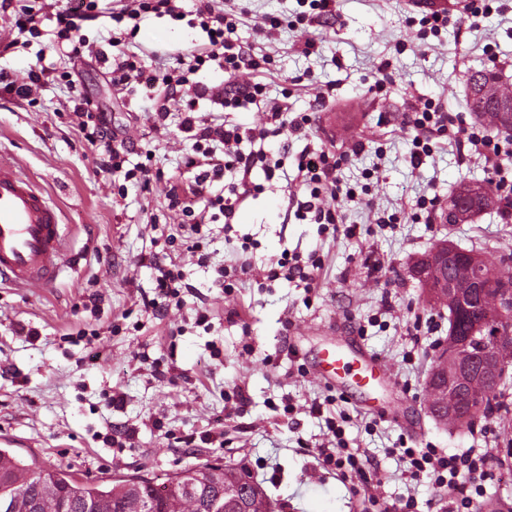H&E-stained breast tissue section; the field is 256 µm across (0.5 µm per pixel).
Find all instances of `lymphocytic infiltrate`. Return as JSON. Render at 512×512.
<instances>
[{
	"label": "lymphocytic infiltrate",
	"instance_id": "lymphocytic-infiltrate-1",
	"mask_svg": "<svg viewBox=\"0 0 512 512\" xmlns=\"http://www.w3.org/2000/svg\"><path fill=\"white\" fill-rule=\"evenodd\" d=\"M100 0H67L66 6L56 14V39L59 51L68 58L82 57L86 41L81 31L85 22L101 17L120 22L124 19L135 20L140 16L154 13L181 17L182 11L177 0H114L112 7L103 8ZM195 14L199 26L207 35L205 43L194 47L183 75L145 71L138 66L133 56L126 52L125 46L135 36L134 31L112 33L108 39L110 47L115 48L109 64V74L113 85H124L136 81L143 86L145 95L155 103L152 118L155 124H165L168 118V106L162 99L160 86L184 85L187 74L222 71L234 76L243 68H252L255 62L251 49L241 41L234 39L236 22L230 12L223 8L222 0H197ZM196 98L210 99L222 109L236 112L247 108L257 101H264L269 123L276 130L290 129L292 134L302 136L306 130L302 121L288 119L286 109L280 102L265 100V86L261 83L246 85L234 91L224 90L223 86H208L197 81L194 84ZM194 107L183 111L181 128L192 142V152L186 159L187 168L196 175L188 187L187 193L171 189L168 196L170 209L184 206L185 195H192L195 202L205 208L218 209L225 218H232L237 203L214 190V185L224 177L225 171L234 169L242 174H251L253 168L263 160L262 150L243 151V143L265 140L266 130H256L239 123L205 125L194 115ZM415 135L409 159L412 167L422 165L425 157L434 151L433 141L446 132L445 116L435 104H427L414 120ZM456 143L461 161L473 156L483 157L490 173L491 182L501 201H512V137L491 134L481 128H458L451 133ZM223 155V162H216V155ZM337 165L325 151L304 154L298 162V172L310 188V198L297 201L299 214L311 215L315 223H335L332 210L323 204L324 196H338L343 188L336 175ZM404 464L403 472L410 479L417 480L423 475L434 478L436 488L448 494L450 512H469L473 498L468 493L469 479L479 477L491 479L494 472L487 453L475 448H466L453 454L435 448H404L400 451Z\"/></svg>",
	"mask_w": 512,
	"mask_h": 512
}]
</instances>
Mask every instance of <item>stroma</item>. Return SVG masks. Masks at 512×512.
Returning <instances> with one entry per match:
<instances>
[{"label": "stroma", "instance_id": "obj_1", "mask_svg": "<svg viewBox=\"0 0 512 512\" xmlns=\"http://www.w3.org/2000/svg\"><path fill=\"white\" fill-rule=\"evenodd\" d=\"M34 2L12 0L0 11V74L42 75L30 97L0 90V163L59 209L67 261L46 288L0 280V436L20 443L23 457L88 480L144 475L160 484L192 464H241L274 512H401L410 497L415 512H448L447 496L428 481L403 477L393 450L472 447L488 451L496 473L475 505L512 504V472L502 464L512 448V384L506 412L473 430L443 427L426 414L425 382L448 334V313L430 308L408 273L444 239L492 256L512 253V219L500 209L468 224L440 220L458 184L488 179L483 160L460 162L444 137L419 168L409 163L412 117L426 102L473 123L468 69L495 67L512 89V0H493L495 12L463 31L454 21L466 0H447L453 24L437 36L421 24L425 9L409 0H336L330 15L308 0H234L238 34L262 59L235 84H265L269 97L287 103L289 118H307V133L268 135L267 159L250 175L258 191L232 222L206 217L197 237L189 226L202 204L188 214L166 200L171 179H189L192 142L180 130L186 87L175 90L159 126L141 85H112L103 63L75 66L58 53L53 21L9 48L17 11ZM139 25L132 50L153 71L176 67L205 39L167 16ZM69 70L76 73L70 82L62 78ZM77 89L104 110L129 164L160 169L149 188L120 186L96 169L101 148L86 141L71 111ZM321 149L335 155L339 176L356 191L334 200L335 226L299 219L288 204L292 194L308 199L298 162ZM423 198L432 207L420 209ZM286 252L321 260L311 291L269 278ZM156 254L182 284L162 314L142 305ZM241 254L249 272L222 288L220 270ZM92 295L100 298L94 310ZM331 336L390 371L375 395L393 407L391 416L371 413L358 391L335 393L314 375ZM112 395L120 405L108 406ZM316 402L322 412L312 411ZM330 421L343 427L350 447L367 452L363 476L343 477L318 457ZM188 437L195 440L189 447Z\"/></svg>", "mask_w": 512, "mask_h": 512}]
</instances>
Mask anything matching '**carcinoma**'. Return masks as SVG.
Masks as SVG:
<instances>
[{
  "label": "carcinoma",
  "mask_w": 512,
  "mask_h": 512,
  "mask_svg": "<svg viewBox=\"0 0 512 512\" xmlns=\"http://www.w3.org/2000/svg\"><path fill=\"white\" fill-rule=\"evenodd\" d=\"M487 71L473 69L466 75V100L469 112L490 132H509L512 126L493 125L483 119L484 113L496 108L489 98L477 97V89L486 81ZM485 200L486 207L464 211L460 223H470L476 215L496 204V193L490 183H461L449 195L454 202L462 197ZM461 260L448 268V279L455 287L470 292L469 254L459 249ZM483 269L490 272L499 287L512 289V254L483 257ZM427 302L437 309L448 310V323H457L461 333L470 329L467 317L448 305V294L428 293ZM499 381L478 378L471 389L477 396V407L469 420L454 418L460 427L471 429L479 419H487L502 410L498 401ZM454 400L441 385L426 386V402L433 419L448 424V413H439ZM153 503V512H266L269 498L246 467L221 464H194L169 477L158 486L147 477H114L108 481H88L68 467H45L0 448V512H144L145 502Z\"/></svg>",
  "instance_id": "obj_1"
}]
</instances>
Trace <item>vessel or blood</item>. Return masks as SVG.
Masks as SVG:
<instances>
[{
	"label": "vessel or blood",
	"instance_id": "vessel-or-blood-1",
	"mask_svg": "<svg viewBox=\"0 0 512 512\" xmlns=\"http://www.w3.org/2000/svg\"><path fill=\"white\" fill-rule=\"evenodd\" d=\"M65 231L44 194L14 167L0 165V275L18 288L51 285L64 259ZM314 372L334 386L350 376L368 387L385 369L362 363L352 346L332 341L320 350Z\"/></svg>",
	"mask_w": 512,
	"mask_h": 512
}]
</instances>
